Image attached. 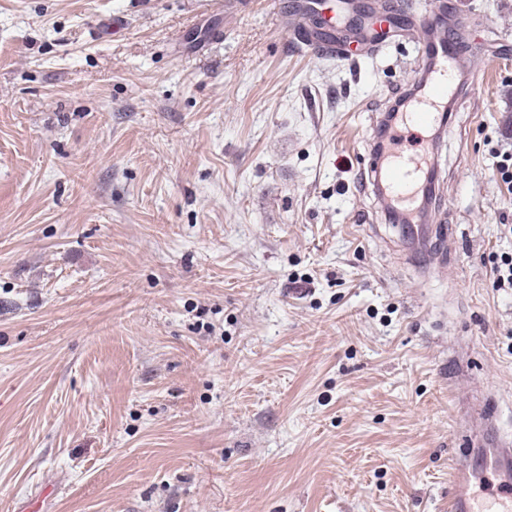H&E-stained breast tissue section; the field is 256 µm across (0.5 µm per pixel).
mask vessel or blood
Segmentation results:
<instances>
[{"instance_id":"vessel-or-blood-1","label":"vessel or blood","mask_w":512,"mask_h":512,"mask_svg":"<svg viewBox=\"0 0 512 512\" xmlns=\"http://www.w3.org/2000/svg\"><path fill=\"white\" fill-rule=\"evenodd\" d=\"M411 39L425 64L421 86L410 110L399 115L390 131L395 147L390 153L374 155L372 171L379 177L388 212L403 219L405 240L426 262L432 253L434 227L425 221V200L435 195L439 175L428 171L423 152L405 147L404 142L407 133L420 137L434 132L445 122L449 100L465 95V85L457 80L464 43L449 33L446 17L437 13L427 21L414 23ZM489 469L502 481L512 480V442L497 438L488 441L480 455L453 459L449 466L448 512H484L475 499L473 482Z\"/></svg>"}]
</instances>
